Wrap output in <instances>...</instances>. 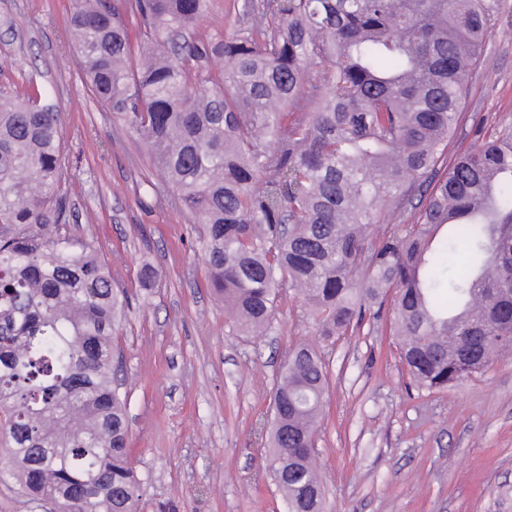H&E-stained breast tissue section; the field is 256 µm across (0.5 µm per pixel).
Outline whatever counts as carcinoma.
<instances>
[{
    "instance_id": "cac0c4a2",
    "label": "carcinoma",
    "mask_w": 512,
    "mask_h": 512,
    "mask_svg": "<svg viewBox=\"0 0 512 512\" xmlns=\"http://www.w3.org/2000/svg\"><path fill=\"white\" fill-rule=\"evenodd\" d=\"M208 8L77 0L71 32L89 91L202 225L238 331L262 335L288 286L326 341L391 300L392 336L428 392L511 353L512 125L447 154L498 0H244L242 25L196 40ZM59 124L36 99L0 96L4 472L58 512H138L112 385L123 301L55 196ZM327 385L319 348L288 349L268 447L297 512H327L315 466Z\"/></svg>"
}]
</instances>
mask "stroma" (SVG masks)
Returning <instances> with one entry per match:
<instances>
[{
  "mask_svg": "<svg viewBox=\"0 0 512 512\" xmlns=\"http://www.w3.org/2000/svg\"><path fill=\"white\" fill-rule=\"evenodd\" d=\"M75 0H0V94L36 90L61 115L58 193L76 234L99 243L129 303L117 318V382L142 512H288L258 429L272 418L282 355L319 343L301 297L278 300L266 336L235 331L214 296L201 225L159 182L137 136L83 83ZM449 153L512 124V0L464 97ZM151 264L157 279L143 286ZM390 307L326 347L317 464L330 512H512V355L448 390L418 391Z\"/></svg>",
  "mask_w": 512,
  "mask_h": 512,
  "instance_id": "1",
  "label": "stroma"
}]
</instances>
